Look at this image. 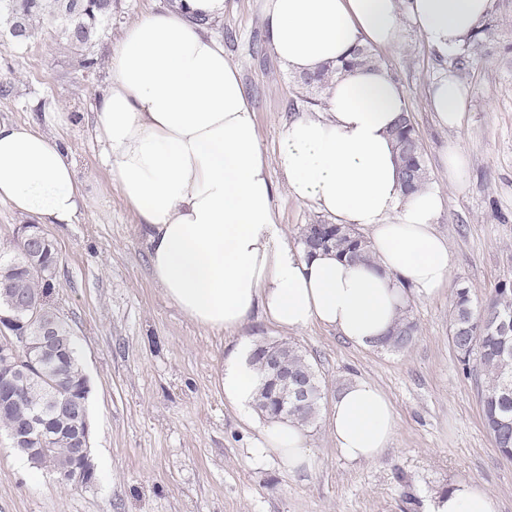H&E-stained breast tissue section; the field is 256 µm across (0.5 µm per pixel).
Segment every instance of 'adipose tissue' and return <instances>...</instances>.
I'll list each match as a JSON object with an SVG mask.
<instances>
[{
    "label": "adipose tissue",
    "instance_id": "obj_1",
    "mask_svg": "<svg viewBox=\"0 0 512 512\" xmlns=\"http://www.w3.org/2000/svg\"><path fill=\"white\" fill-rule=\"evenodd\" d=\"M493 0H264L270 48L297 75L317 72L357 46L387 47L408 13L441 52L463 45ZM224 0H183L182 10L143 14L114 45L108 78L90 117L101 158L134 210L151 276L164 297L197 325L238 330L253 312L295 331L318 323L352 345L375 348L407 306L408 292L434 294L449 280L448 242L435 229L437 187L405 193L391 136L407 95L380 64L341 72L324 90L325 108L280 130L267 155L255 114L222 41L196 24ZM429 102L441 126L465 118L467 91L454 77L433 83ZM291 196L313 202L338 224L363 231L375 267L334 253L306 255L290 242L275 209L271 169ZM0 201L44 224H74L87 197L69 150L27 123L0 122ZM250 345L223 367L224 400L249 409L260 386ZM345 458L370 462L397 423L386 394L356 379L337 393L327 421ZM254 450L289 473L313 469L308 430L262 424ZM429 512H499L473 481L454 483Z\"/></svg>",
    "mask_w": 512,
    "mask_h": 512
}]
</instances>
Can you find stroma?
Instances as JSON below:
<instances>
[{"label":"stroma","mask_w":512,"mask_h":512,"mask_svg":"<svg viewBox=\"0 0 512 512\" xmlns=\"http://www.w3.org/2000/svg\"><path fill=\"white\" fill-rule=\"evenodd\" d=\"M169 8L168 0H117L89 71L49 28L23 50L0 48V122H27L60 138L88 183L80 222L45 231L59 257L54 305L90 381L96 465L94 484L67 483L29 467L0 436V512H428L434 496L459 480L479 483L500 512H512V461L485 430L477 389L449 335L455 288L467 286L478 306L496 284L512 282V10L494 4L486 19L493 35L463 67L455 53L430 47L405 15L401 42L374 51L406 90L427 180L444 197L436 229L451 254L448 286L412 296L418 333L408 350L395 352L355 347L316 324L283 330L257 313L236 332L210 331L154 283L137 217L101 161L88 115L125 29ZM208 32L223 42L260 140L275 152L282 124L314 106L268 47L261 0H224ZM448 74L468 91L457 129L440 126L429 107L431 84ZM456 141L469 159L460 190L439 162ZM271 177L290 240L299 241L305 225L331 223L313 203L292 198L279 171ZM260 337L297 343L322 381L309 429L313 471L291 475L278 460L255 455L261 417L224 401L225 357L240 340ZM356 378L384 391L397 418L389 448L369 463L347 461L327 428L336 393Z\"/></svg>","instance_id":"obj_1"}]
</instances>
